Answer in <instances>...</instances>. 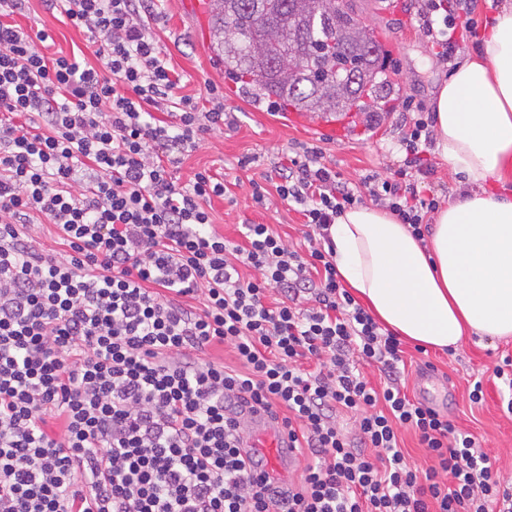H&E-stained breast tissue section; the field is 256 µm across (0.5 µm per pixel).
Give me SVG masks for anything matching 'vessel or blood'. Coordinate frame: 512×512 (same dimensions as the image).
I'll use <instances>...</instances> for the list:
<instances>
[{
	"label": "vessel or blood",
	"mask_w": 512,
	"mask_h": 512,
	"mask_svg": "<svg viewBox=\"0 0 512 512\" xmlns=\"http://www.w3.org/2000/svg\"><path fill=\"white\" fill-rule=\"evenodd\" d=\"M249 436L241 454L249 468H264L273 475L286 476L293 467L294 451L288 446L286 430L264 415H252L247 420Z\"/></svg>",
	"instance_id": "1"
}]
</instances>
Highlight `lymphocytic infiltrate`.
<instances>
[{
  "label": "lymphocytic infiltrate",
  "instance_id": "obj_1",
  "mask_svg": "<svg viewBox=\"0 0 512 512\" xmlns=\"http://www.w3.org/2000/svg\"><path fill=\"white\" fill-rule=\"evenodd\" d=\"M24 2L0 0V512H512L475 437L403 391L402 341L342 284L328 236L366 196L424 239L441 204L423 181L424 114L403 110L404 157L364 192L314 147L275 166L303 249L266 224L234 243L209 211L223 181L204 171L182 185L170 171L223 130L224 106L180 95L144 24L157 0H64L107 77L9 23ZM478 6L419 0L439 57L458 50L455 12ZM43 222L65 256L35 246ZM215 343L241 369L203 359ZM247 408L308 450L298 482L247 469ZM401 428L429 465L407 462Z\"/></svg>",
  "mask_w": 512,
  "mask_h": 512
}]
</instances>
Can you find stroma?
Segmentation results:
<instances>
[{"label": "stroma", "instance_id": "obj_1", "mask_svg": "<svg viewBox=\"0 0 512 512\" xmlns=\"http://www.w3.org/2000/svg\"><path fill=\"white\" fill-rule=\"evenodd\" d=\"M353 2L360 21L386 51L387 74L397 92L388 110L362 124L359 133L332 143L316 139L309 127L289 125L274 104L254 102L243 93L210 49L206 10L195 8L190 0H160L158 15L148 27L170 68L181 76L183 95L204 107L209 87H218L224 94L228 126L208 135L195 151L174 164L173 172L183 184L203 170L224 180L227 193L212 200L211 213L216 229L226 239L241 241L246 224L270 225L290 243L302 239L304 219L296 204L274 193L267 194L260 205L252 198L255 186L264 185L266 174L274 165L285 162L289 147L295 144H318L324 163L352 186H360L371 174L390 176L402 157L397 145V107L410 100L423 112H431L437 89L477 51L475 38L469 37L460 43L451 60L441 59L430 37L411 22L402 6L393 5L391 0ZM14 21L32 33L47 30L54 39L48 54L60 52L106 71V60L96 56L88 33L71 26L61 10H49L44 0H29L26 13L15 16ZM404 349L403 380L408 396L419 399L424 391H431L436 409L457 429L480 440L501 483L512 487V414L506 411L502 383L494 375L503 358L512 356V338L473 336L452 351L429 349L422 353L408 341ZM477 377L482 380L484 398L475 404L469 392Z\"/></svg>", "mask_w": 512, "mask_h": 512}]
</instances>
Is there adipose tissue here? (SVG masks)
<instances>
[{
    "instance_id": "1",
    "label": "adipose tissue",
    "mask_w": 512,
    "mask_h": 512,
    "mask_svg": "<svg viewBox=\"0 0 512 512\" xmlns=\"http://www.w3.org/2000/svg\"><path fill=\"white\" fill-rule=\"evenodd\" d=\"M439 157L465 190L436 215L428 242L370 206L329 227L344 285L395 335L450 348L469 333L512 337V0H501L474 57L433 100Z\"/></svg>"
}]
</instances>
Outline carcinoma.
Returning a JSON list of instances; mask_svg holds the SVG:
<instances>
[{
  "instance_id": "obj_1",
  "label": "carcinoma",
  "mask_w": 512,
  "mask_h": 512,
  "mask_svg": "<svg viewBox=\"0 0 512 512\" xmlns=\"http://www.w3.org/2000/svg\"><path fill=\"white\" fill-rule=\"evenodd\" d=\"M210 49L252 98L324 116L369 115L393 91L383 52L336 0H208ZM354 70L336 72V60Z\"/></svg>"
}]
</instances>
